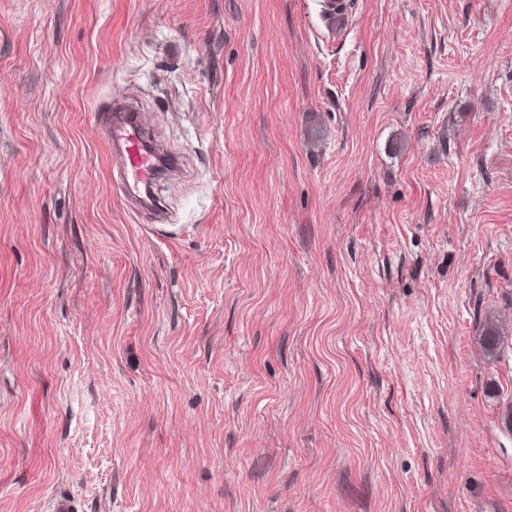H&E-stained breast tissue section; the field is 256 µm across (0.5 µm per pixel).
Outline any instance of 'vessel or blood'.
I'll use <instances>...</instances> for the list:
<instances>
[{"label": "vessel or blood", "mask_w": 512, "mask_h": 512, "mask_svg": "<svg viewBox=\"0 0 512 512\" xmlns=\"http://www.w3.org/2000/svg\"><path fill=\"white\" fill-rule=\"evenodd\" d=\"M97 118L106 130V136L117 144L114 166L120 174L121 192L131 197L142 187L152 184L158 174L157 157L149 145L135 113L101 112Z\"/></svg>", "instance_id": "vessel-or-blood-1"}]
</instances>
